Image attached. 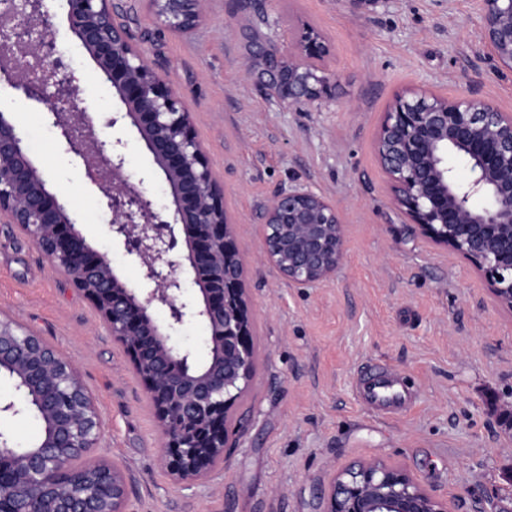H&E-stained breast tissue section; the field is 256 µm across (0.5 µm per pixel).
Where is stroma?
I'll use <instances>...</instances> for the list:
<instances>
[{
  "mask_svg": "<svg viewBox=\"0 0 512 512\" xmlns=\"http://www.w3.org/2000/svg\"><path fill=\"white\" fill-rule=\"evenodd\" d=\"M205 7L190 35L167 29L144 4L131 29L192 114L256 311V370L230 411L240 432L223 468L187 484L160 465L162 438L129 356L15 224L0 223V318L18 319L78 368L102 422L89 458L123 470L128 512H324L334 475L368 461L404 468L450 512H472L477 497L487 512H512V434L499 424L512 408V311L468 261L394 209L373 150L383 113L411 85L453 95L470 83L512 111V73L489 57L478 0H387L373 11L343 0ZM47 9L79 110L96 119L100 140L123 139L127 174L143 179L155 210L170 216L169 187L131 121L99 124L123 103L99 82L61 0ZM304 24L332 43L340 90L320 110L294 112L269 101L245 65L253 40L273 35L284 48ZM0 107L15 112L36 166L89 243L140 287V267L113 242L101 194L56 128L4 85ZM291 181L331 200L344 228L335 276L304 291L264 259L262 206ZM369 362L411 377L406 408L380 415L360 401L357 376Z\"/></svg>",
  "mask_w": 512,
  "mask_h": 512,
  "instance_id": "obj_1",
  "label": "stroma"
}]
</instances>
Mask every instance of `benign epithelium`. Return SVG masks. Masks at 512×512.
<instances>
[{"mask_svg":"<svg viewBox=\"0 0 512 512\" xmlns=\"http://www.w3.org/2000/svg\"><path fill=\"white\" fill-rule=\"evenodd\" d=\"M71 30L95 60L99 78L129 118L172 196V218L153 207L124 171L122 139L98 140L78 110V88L48 32L43 0H21L24 22L0 33V55L23 64L0 69L17 96L40 108L80 157L112 215V238L142 270L131 288L92 247L67 204L48 187L23 128L0 109V222L19 225L49 263L65 273L121 343L146 386L164 441L162 463L179 481L201 480L224 467L229 412L248 389L255 364L253 313L244 264L224 213V191L193 133L192 117L165 73L156 69L130 29V5L63 0ZM490 56L512 72V0H480ZM164 26L190 33L205 19L204 0H148ZM332 46L318 29L292 34L288 53L273 41L258 46L247 72L279 106L305 112L337 94L329 69ZM374 152L391 202L433 243L482 273L495 300L512 309V112L469 88L452 96L425 86L397 93L383 113ZM265 258L296 288L335 275L345 255L336 205L303 185L278 189L264 207ZM187 263L197 296H183L175 266ZM163 307L160 322L153 311ZM207 329L203 352L180 349L172 333L186 321ZM11 379L27 409L43 423L39 443L24 451L0 433V512H126L128 488L116 466H71L94 448L101 421L75 365L21 322L0 319V377ZM325 512H448L400 467L363 462L341 472ZM33 503L35 509L22 507Z\"/></svg>","mask_w":512,"mask_h":512,"instance_id":"1","label":"benign epithelium"}]
</instances>
